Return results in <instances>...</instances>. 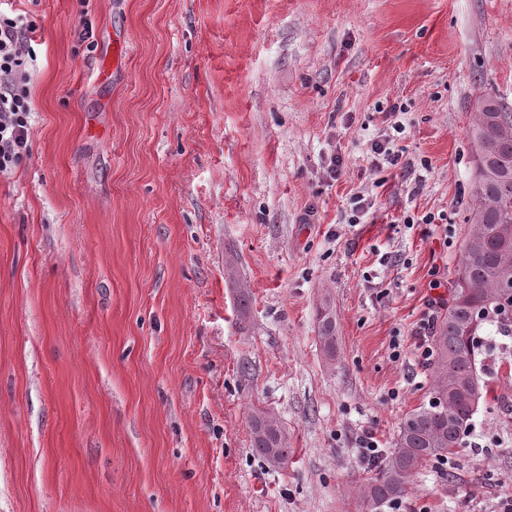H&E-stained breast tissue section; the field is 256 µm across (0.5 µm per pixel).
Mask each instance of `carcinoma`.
<instances>
[{
  "mask_svg": "<svg viewBox=\"0 0 512 512\" xmlns=\"http://www.w3.org/2000/svg\"><path fill=\"white\" fill-rule=\"evenodd\" d=\"M468 133L474 146V208L455 268L448 309L432 336L429 401L408 413L387 460L361 488V506L378 512L405 498L430 462L458 453L474 415L493 393L478 336L487 324L512 336V113L481 100ZM319 338L336 357V327L329 305L317 310ZM252 451L274 465L288 463L284 426L267 411L249 416Z\"/></svg>",
  "mask_w": 512,
  "mask_h": 512,
  "instance_id": "1",
  "label": "carcinoma"
}]
</instances>
